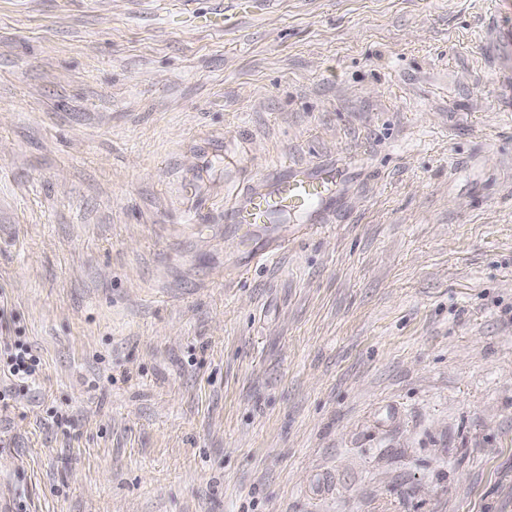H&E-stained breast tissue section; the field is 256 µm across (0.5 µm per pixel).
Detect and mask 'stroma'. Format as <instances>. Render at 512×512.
Here are the masks:
<instances>
[{
	"mask_svg": "<svg viewBox=\"0 0 512 512\" xmlns=\"http://www.w3.org/2000/svg\"><path fill=\"white\" fill-rule=\"evenodd\" d=\"M0 294V512H512V0H0ZM336 168L328 165L311 169L283 165L262 177L254 185L228 194L224 204V224L234 235L245 225L254 232L253 244L247 250L273 257L288 240L284 233L269 230L267 224H323L326 210L331 209L336 195ZM262 240V241H261ZM39 362L36 357L31 354V350L24 347L15 348V352L11 355L9 365V375L15 381H19L23 389L29 388V385L35 384L39 379Z\"/></svg>",
	"mask_w": 512,
	"mask_h": 512,
	"instance_id": "1",
	"label": "stroma"
}]
</instances>
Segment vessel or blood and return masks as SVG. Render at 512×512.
<instances>
[{
  "label": "vessel or blood",
  "instance_id": "b4317fda",
  "mask_svg": "<svg viewBox=\"0 0 512 512\" xmlns=\"http://www.w3.org/2000/svg\"><path fill=\"white\" fill-rule=\"evenodd\" d=\"M335 181L336 170L328 165L311 169L282 166L254 185L229 193L224 222L235 234L244 226H251L258 234L252 252L273 257L282 249L286 236L272 232V225L290 220L309 227L323 223L335 197Z\"/></svg>",
  "mask_w": 512,
  "mask_h": 512
}]
</instances>
